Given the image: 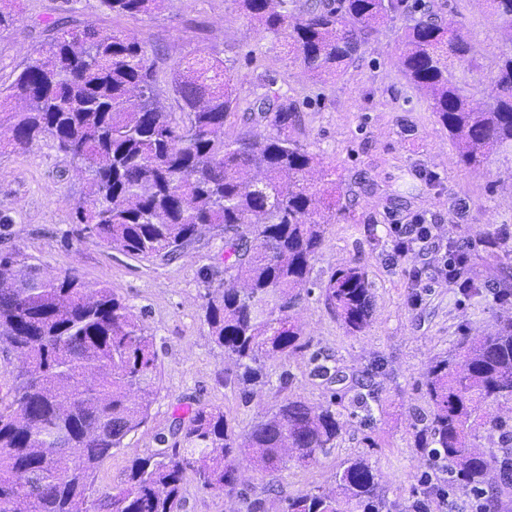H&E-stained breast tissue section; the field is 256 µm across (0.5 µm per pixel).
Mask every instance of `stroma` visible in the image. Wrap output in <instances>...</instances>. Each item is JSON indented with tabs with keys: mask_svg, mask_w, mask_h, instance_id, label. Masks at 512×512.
Listing matches in <instances>:
<instances>
[{
	"mask_svg": "<svg viewBox=\"0 0 512 512\" xmlns=\"http://www.w3.org/2000/svg\"><path fill=\"white\" fill-rule=\"evenodd\" d=\"M434 2L472 43L462 77L473 79L512 50L484 0ZM20 8L21 24L0 32V86H8L33 49L62 27L90 24L129 35L146 47L164 84L183 59L213 52L234 74L242 104L266 93L287 94L302 111L303 142L342 178L345 212L328 225L312 262L309 294L296 310L308 345L267 360L269 384L244 391L234 382V357L213 342L201 310L208 287L224 279L223 239L203 237L169 260L113 250L71 224L83 177L52 148L42 143L0 155V214L12 218L0 226V250H20L47 275L73 269L87 287L108 286L140 316L157 354L149 417L100 463L97 488L120 485L135 458L152 455L161 440H174L179 423L200 406L222 409L229 426L243 434L297 397L315 408L332 402L342 412L335 449L273 475L241 466L233 498L186 474L183 512H246V499L270 482L275 491L267 496L266 512H284L288 498L331 487L340 464L355 455L378 468L390 500L410 504L426 469L412 429L415 417L431 412L426 371L461 337L493 332L512 317V298L463 293L441 277L435 251L417 244L396 253L392 227L425 217L437 240L453 242L479 276L486 270L475 239L503 231L506 245L495 253L512 267V152L490 155L476 169L458 164L447 131L403 75L399 21L381 28L343 76L322 83L286 56L277 39L258 33L235 0H164L160 10L139 17L103 10L99 0H20ZM349 265L361 267L373 288L371 323L356 333L325 307L318 288ZM318 361L339 370L342 381L313 377ZM366 385L378 389L381 400L371 425L352 413Z\"/></svg>",
	"mask_w": 512,
	"mask_h": 512,
	"instance_id": "1",
	"label": "stroma"
}]
</instances>
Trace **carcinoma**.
Masks as SVG:
<instances>
[{
    "label": "carcinoma",
    "mask_w": 512,
    "mask_h": 512,
    "mask_svg": "<svg viewBox=\"0 0 512 512\" xmlns=\"http://www.w3.org/2000/svg\"><path fill=\"white\" fill-rule=\"evenodd\" d=\"M113 13L150 15L164 0H99ZM243 16L281 42L314 79L342 76L379 27L411 14L408 0H236ZM512 37V0H485ZM406 27L402 71L430 102L458 150L459 163L481 166L512 150V54L498 57L486 80V101L458 77L468 35L428 5ZM21 20L18 0H0V31ZM178 111L162 102L146 48L121 33L87 25L59 29L7 87H0V149L26 151L46 143L85 174L72 223L107 247L138 257L173 258L206 235L224 239V279L204 295V322L214 342L236 356V381L265 382L266 360L304 349L308 341L290 314L309 280L326 226L342 211L336 167L300 139L296 103L263 95L241 109L224 60L196 55L173 69ZM263 124V137L232 125ZM467 292L496 288L512 295V272L470 274L458 258ZM325 306L355 332L369 326L372 288L358 266L319 283ZM0 341L24 363L13 400L0 408V512H180L185 473L205 488L238 495V467L274 474L288 460L307 464L336 447L341 412L316 410L293 398L243 435L224 412L200 407L179 428L181 440L133 462L122 484L95 489L100 463L148 419L156 354L143 322L102 286L86 287L75 272L47 277L16 249L0 252ZM424 386L430 418L413 425L417 447L432 468L462 482L487 512L491 475L512 487V433L497 406L512 401V319L481 336H464L435 360ZM355 406L373 420L378 393H359ZM499 431L502 455L473 439ZM336 487L288 499L284 512H397L369 460L354 456L335 475ZM411 512H429L440 489L420 480Z\"/></svg>",
    "instance_id": "1"
}]
</instances>
